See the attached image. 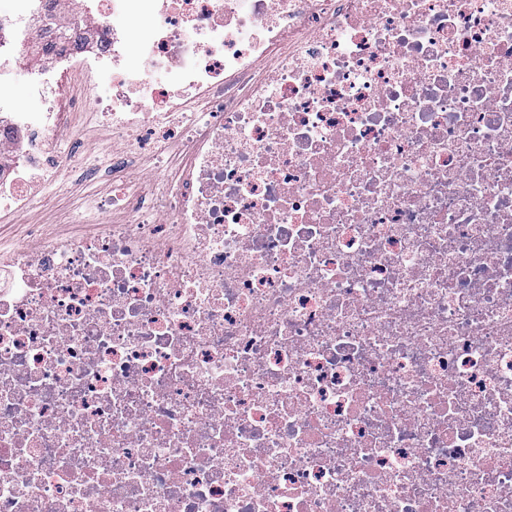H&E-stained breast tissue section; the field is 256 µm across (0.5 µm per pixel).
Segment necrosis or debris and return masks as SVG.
<instances>
[{
	"mask_svg": "<svg viewBox=\"0 0 512 512\" xmlns=\"http://www.w3.org/2000/svg\"><path fill=\"white\" fill-rule=\"evenodd\" d=\"M79 113L97 232L0 257V512H512V0L0 9L6 216ZM75 141L82 157L92 161L102 159L111 149L110 142L104 136L91 132L79 131Z\"/></svg>",
	"mask_w": 512,
	"mask_h": 512,
	"instance_id": "1",
	"label": "necrosis or debris"
}]
</instances>
